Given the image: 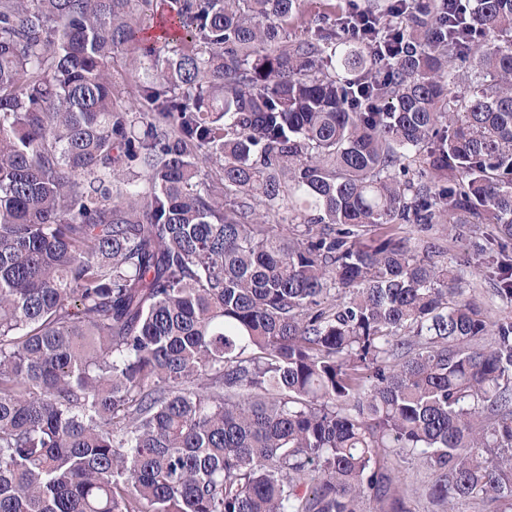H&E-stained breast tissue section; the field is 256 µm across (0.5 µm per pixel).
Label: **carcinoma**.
I'll list each match as a JSON object with an SVG mask.
<instances>
[{
    "instance_id": "cac0c4a2",
    "label": "carcinoma",
    "mask_w": 512,
    "mask_h": 512,
    "mask_svg": "<svg viewBox=\"0 0 512 512\" xmlns=\"http://www.w3.org/2000/svg\"><path fill=\"white\" fill-rule=\"evenodd\" d=\"M300 2L0 0V512H512V0ZM346 0H302V20L300 23H290L288 35L293 40H301L313 35L317 25L322 24L323 16L331 18L338 17L341 7ZM340 7V9H339ZM336 13V17H335ZM414 237L424 238L425 240L431 238V242L442 245L447 249V256L453 258L454 262L458 264L459 268L465 271L467 279L470 281V287L465 288L464 296L469 299L480 303L484 307L490 309L491 315L498 318L502 314H509L512 316V306L506 302H494L490 300V289L493 288L490 280L482 275L477 274L471 276L470 272H475L473 267H476L477 262L472 255V245L469 237H452L448 236L446 232L441 229H436L430 233H415ZM394 467L399 472L402 487L406 491L407 507L411 512H440V507L426 494L432 475L420 458L409 457Z\"/></svg>"
}]
</instances>
